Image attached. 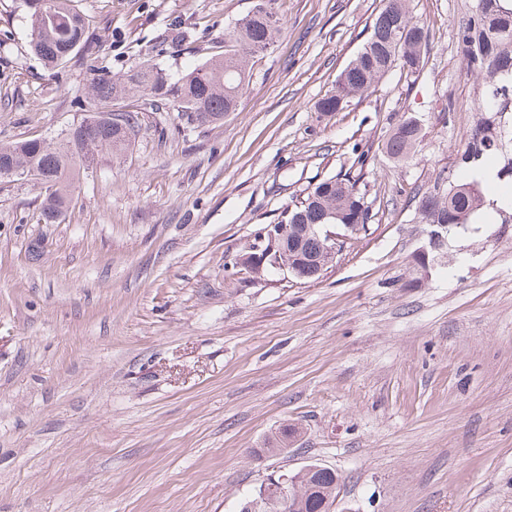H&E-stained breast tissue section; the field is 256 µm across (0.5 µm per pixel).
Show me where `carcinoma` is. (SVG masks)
I'll use <instances>...</instances> for the list:
<instances>
[{
	"mask_svg": "<svg viewBox=\"0 0 512 512\" xmlns=\"http://www.w3.org/2000/svg\"><path fill=\"white\" fill-rule=\"evenodd\" d=\"M55 18L31 20V49L49 68L64 65L83 52L82 63L92 73L88 92L91 109L72 125L63 142L24 139L0 143V166L27 169L29 177L45 189L41 216L46 224L59 221L70 201L71 175L77 162L94 161L106 149L122 155L138 126L136 112L126 109V100L137 93L155 105H165L179 113L188 124L214 125L237 110L246 81L252 75V58L273 43L279 33L272 0H257L253 8L224 38V52L212 56L187 71L173 76L157 64L147 63L112 75L94 64L89 19L72 6V0H49ZM459 43L470 69L492 85L483 109L494 111L499 91L512 82V8L503 0H477L475 15L459 31ZM426 47L423 27L412 22L404 0H385L374 19L371 34L361 50L341 71L336 88L318 101L317 111L339 112L348 99L361 96L378 83L395 64L414 73L419 70L421 52ZM124 112L127 125L114 123L109 115ZM423 139L419 123L406 119L395 125L384 141L385 154L395 162L412 158ZM494 145L491 128L477 129L467 144L462 161L468 163ZM483 195L478 186L461 183L448 186L438 179L433 189L419 199L416 210L420 222L466 224L480 210ZM336 215L333 224H365L367 208L356 183L332 176L316 183L306 197L286 207L278 221L284 228L283 253L302 256L317 254L321 240L303 233V224H320L322 216ZM298 434L293 426L282 427L268 442L265 452L285 456ZM340 477L332 469L317 472L297 492V512H322L324 498L336 497Z\"/></svg>",
	"mask_w": 512,
	"mask_h": 512,
	"instance_id": "1",
	"label": "carcinoma"
}]
</instances>
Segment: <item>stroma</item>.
<instances>
[{
	"instance_id": "stroma-1",
	"label": "stroma",
	"mask_w": 512,
	"mask_h": 512,
	"mask_svg": "<svg viewBox=\"0 0 512 512\" xmlns=\"http://www.w3.org/2000/svg\"><path fill=\"white\" fill-rule=\"evenodd\" d=\"M253 3L73 0L114 74L219 53ZM476 5L406 0L422 68L324 114L383 0H275L281 33L222 124L134 101L131 146L96 156L55 224L34 180L0 179V512H237L309 463L340 477L331 512H512V86L483 112L458 43ZM30 41L23 0H0L3 142L83 115L86 66L50 70ZM408 117L425 137L397 164L382 144ZM487 119L492 152L463 163ZM488 166L507 203L450 228L410 285L418 199ZM334 175L368 221L318 280L228 266ZM287 424L288 456L260 455Z\"/></svg>"
}]
</instances>
